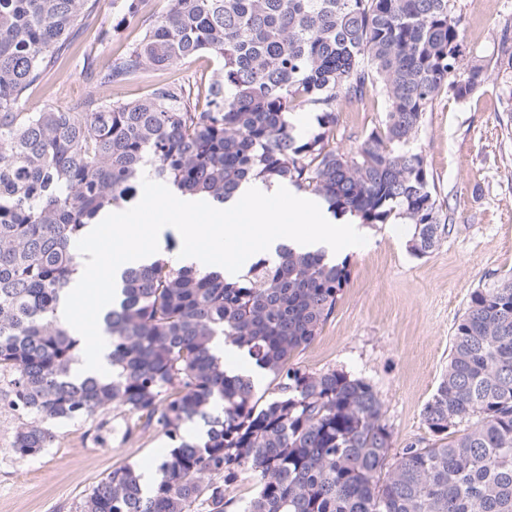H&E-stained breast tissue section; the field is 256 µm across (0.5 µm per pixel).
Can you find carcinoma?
I'll use <instances>...</instances> for the list:
<instances>
[{
  "label": "carcinoma",
  "instance_id": "cac0c4a2",
  "mask_svg": "<svg viewBox=\"0 0 512 512\" xmlns=\"http://www.w3.org/2000/svg\"><path fill=\"white\" fill-rule=\"evenodd\" d=\"M122 17L145 0H121ZM455 0H169L139 43L98 72L110 86L203 54L200 83H157L142 99H85L21 112L98 0H0V395L19 424V459L50 447L45 421L119 415L125 435L155 428L171 447L150 490L112 469L74 512H512V274L474 289L448 367L423 412L430 438L391 452L373 385L291 363L318 335L348 273L325 254L281 245L233 281L169 255L130 266L106 312L112 374L75 378L80 344L57 318L78 269L72 245L107 206L133 202L143 174L224 203L253 179L287 182L334 215L401 219L410 251L432 253L441 223L422 152L424 115L470 97L512 43L462 69ZM381 95L378 124L336 148L338 113ZM317 114L297 132L288 116ZM246 353L230 375L213 339ZM276 381L266 399L254 377Z\"/></svg>",
  "mask_w": 512,
  "mask_h": 512
}]
</instances>
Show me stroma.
Masks as SVG:
<instances>
[{"mask_svg": "<svg viewBox=\"0 0 512 512\" xmlns=\"http://www.w3.org/2000/svg\"><path fill=\"white\" fill-rule=\"evenodd\" d=\"M466 64L493 56L512 37V0H456ZM118 0H99L61 68L31 92L22 109L39 112L92 96L104 101L143 97L162 80L196 81L219 67L211 56L152 70L108 89L90 79L87 63L105 68L144 34L139 19L113 23ZM512 72L491 70L469 99L438 98L426 113L421 148L452 230L423 257L388 225H361L367 242L345 255L348 280L313 342L293 361L309 372L343 369L369 381L383 402L394 447L427 437L422 413L448 366L451 334L470 292L512 272ZM16 415L0 397V512H72L113 468L152 469L166 437L156 429L125 436L121 421L97 426L75 419L53 423L56 440L29 459L11 452Z\"/></svg>", "mask_w": 512, "mask_h": 512, "instance_id": "1", "label": "stroma"}]
</instances>
